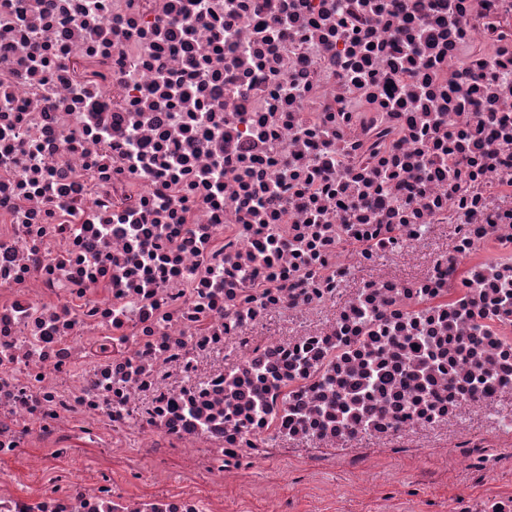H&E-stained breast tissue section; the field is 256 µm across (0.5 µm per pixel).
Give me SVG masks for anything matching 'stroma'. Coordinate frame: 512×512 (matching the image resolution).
<instances>
[{"instance_id":"stroma-1","label":"stroma","mask_w":512,"mask_h":512,"mask_svg":"<svg viewBox=\"0 0 512 512\" xmlns=\"http://www.w3.org/2000/svg\"><path fill=\"white\" fill-rule=\"evenodd\" d=\"M431 455L417 458L375 450L369 468L361 473L336 468L322 473L307 470L299 460L254 466L248 480L262 485L276 476L274 496L244 495L233 482L224 485V512H271L273 501L287 503L288 512H458L462 502L491 494L512 497V468L491 474L484 483L461 481L448 470L423 479L435 468Z\"/></svg>"}]
</instances>
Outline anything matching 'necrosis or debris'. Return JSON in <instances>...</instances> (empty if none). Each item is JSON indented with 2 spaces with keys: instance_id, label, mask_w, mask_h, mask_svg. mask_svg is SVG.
Masks as SVG:
<instances>
[{
  "instance_id": "1",
  "label": "necrosis or debris",
  "mask_w": 512,
  "mask_h": 512,
  "mask_svg": "<svg viewBox=\"0 0 512 512\" xmlns=\"http://www.w3.org/2000/svg\"><path fill=\"white\" fill-rule=\"evenodd\" d=\"M375 448L512 467V0H0V512Z\"/></svg>"
}]
</instances>
